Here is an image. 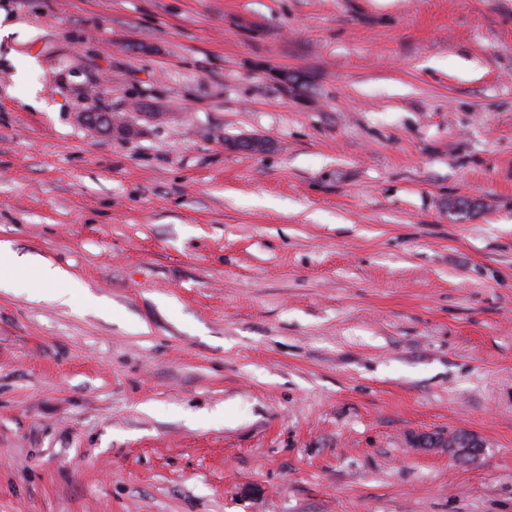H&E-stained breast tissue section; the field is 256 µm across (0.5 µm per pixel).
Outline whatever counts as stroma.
I'll use <instances>...</instances> for the list:
<instances>
[{"instance_id":"1","label":"stroma","mask_w":512,"mask_h":512,"mask_svg":"<svg viewBox=\"0 0 512 512\" xmlns=\"http://www.w3.org/2000/svg\"><path fill=\"white\" fill-rule=\"evenodd\" d=\"M0 9V512H512V0ZM38 279L46 284L55 285L52 288L51 299L62 304H69L76 288L80 285L66 270L51 263H42L37 266ZM427 441L448 448V452L454 458H477L482 454L483 448H485L482 440L464 429L450 432L448 437L425 435L419 439L421 444Z\"/></svg>"}]
</instances>
